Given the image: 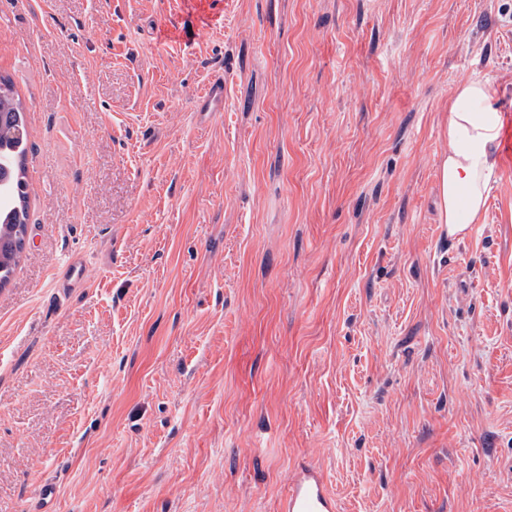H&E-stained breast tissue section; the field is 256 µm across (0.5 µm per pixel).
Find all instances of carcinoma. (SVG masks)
Wrapping results in <instances>:
<instances>
[{
	"label": "carcinoma",
	"mask_w": 512,
	"mask_h": 512,
	"mask_svg": "<svg viewBox=\"0 0 512 512\" xmlns=\"http://www.w3.org/2000/svg\"><path fill=\"white\" fill-rule=\"evenodd\" d=\"M25 113L14 98L11 81L0 79V163L11 170L12 185L7 198L0 204V285L7 283L23 250L19 229L29 220L25 174L27 143L11 137L15 127H25Z\"/></svg>",
	"instance_id": "obj_1"
}]
</instances>
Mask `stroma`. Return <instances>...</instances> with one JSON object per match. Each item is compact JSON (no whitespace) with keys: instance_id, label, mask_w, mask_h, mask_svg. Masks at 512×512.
<instances>
[{"instance_id":"35a3bbf8","label":"stroma","mask_w":512,"mask_h":512,"mask_svg":"<svg viewBox=\"0 0 512 512\" xmlns=\"http://www.w3.org/2000/svg\"><path fill=\"white\" fill-rule=\"evenodd\" d=\"M0 76V512H279L303 466L512 512V170L454 243L436 184L456 83L512 119V0H0ZM25 123V113L14 98L11 81L1 77L0 163L10 168L12 185L2 205L0 201V286L9 280L23 250V238L16 229L26 228L29 220V195L24 190L26 183L23 180L25 176H22L25 174L27 154V143L24 139ZM16 126L23 130L21 141H16L10 136ZM21 128L15 130L18 137L22 136ZM224 100V77L213 78L199 100V112H215ZM89 278L87 266L74 255H66L60 263L59 273L53 283V288L59 293L66 294L69 288L85 282Z\"/></svg>"}]
</instances>
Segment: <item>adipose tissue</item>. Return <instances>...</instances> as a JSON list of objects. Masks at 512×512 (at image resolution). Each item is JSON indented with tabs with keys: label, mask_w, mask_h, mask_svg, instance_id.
Returning a JSON list of instances; mask_svg holds the SVG:
<instances>
[{
	"label": "adipose tissue",
	"mask_w": 512,
	"mask_h": 512,
	"mask_svg": "<svg viewBox=\"0 0 512 512\" xmlns=\"http://www.w3.org/2000/svg\"><path fill=\"white\" fill-rule=\"evenodd\" d=\"M495 96L491 83L463 80L448 97V150L436 169L441 223L460 229L484 219L503 164L505 117Z\"/></svg>",
	"instance_id": "ef3b65f1"
}]
</instances>
